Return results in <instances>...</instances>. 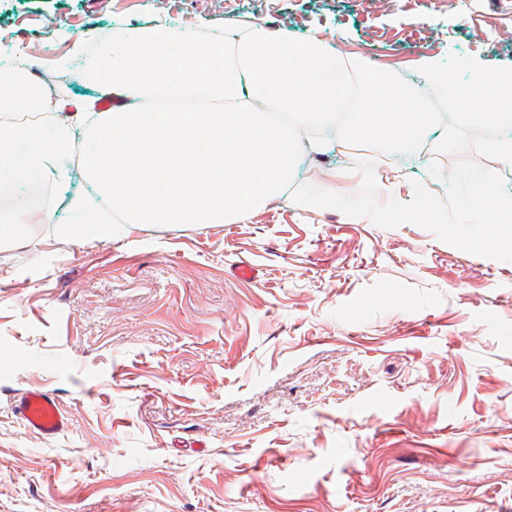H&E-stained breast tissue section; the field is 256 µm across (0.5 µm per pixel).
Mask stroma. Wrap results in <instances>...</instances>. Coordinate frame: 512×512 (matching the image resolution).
Listing matches in <instances>:
<instances>
[{"instance_id":"stroma-1","label":"stroma","mask_w":512,"mask_h":512,"mask_svg":"<svg viewBox=\"0 0 512 512\" xmlns=\"http://www.w3.org/2000/svg\"><path fill=\"white\" fill-rule=\"evenodd\" d=\"M312 24L377 67L425 54L512 66V0H0V53L61 57L147 10ZM306 153L286 200L229 224H129L100 242L0 245V512H512V255L495 224L353 221L338 190L467 191L497 160ZM56 221L91 187L66 164ZM249 265L254 279L236 269ZM58 396L40 438L22 393ZM14 408L28 429L41 437L54 436L69 428V418L52 393L28 391L16 400Z\"/></svg>"}]
</instances>
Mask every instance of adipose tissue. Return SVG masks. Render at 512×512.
<instances>
[{
  "label": "adipose tissue",
  "instance_id": "adipose-tissue-1",
  "mask_svg": "<svg viewBox=\"0 0 512 512\" xmlns=\"http://www.w3.org/2000/svg\"><path fill=\"white\" fill-rule=\"evenodd\" d=\"M381 205L365 210L356 205L347 204L336 192H329L316 199L310 196L300 198L299 206L312 208L323 203L331 207H347L353 215L372 221H397L413 216L429 215L436 223L457 220L461 224H481L485 221L488 209L512 213V204L501 195L497 172L487 173L468 194L452 197L439 203H431L420 184L405 183L382 187Z\"/></svg>",
  "mask_w": 512,
  "mask_h": 512
}]
</instances>
